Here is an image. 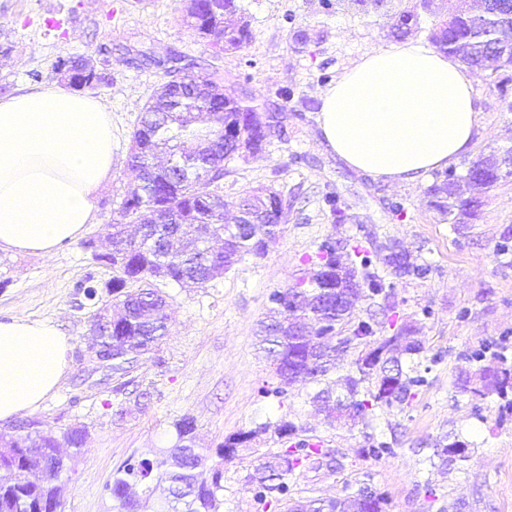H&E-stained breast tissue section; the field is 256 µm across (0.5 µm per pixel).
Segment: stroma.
Segmentation results:
<instances>
[{"instance_id":"1","label":"stroma","mask_w":512,"mask_h":512,"mask_svg":"<svg viewBox=\"0 0 512 512\" xmlns=\"http://www.w3.org/2000/svg\"><path fill=\"white\" fill-rule=\"evenodd\" d=\"M252 32L241 51H216L183 21V0H0V96L22 88L57 84V59L90 56L106 65L112 83L100 97L112 109V176L97 191V221L82 239L64 244L52 257L0 251V319H49L71 338L69 371L58 390L33 418L62 438L71 429L84 434L81 449L64 443L67 469L60 478L61 512H118L106 490L115 468L129 456L159 458L177 439L175 421L193 417L195 441L208 465H222L218 512H258L251 477L260 455L281 450L274 432L256 434L258 424L293 422L307 437L334 451L331 468L303 469L290 495L338 497L346 486L368 482L383 491L386 512H512V410L492 395L461 391L460 352L483 339L512 336V253L497 246L512 235V180L483 196L475 218L449 224L428 205L432 176L391 185L349 168L321 142L315 118L320 95L363 56L397 44L382 13L353 0L327 10L322 0H240ZM311 39L299 45L296 30ZM179 57L199 69L218 71L236 89L242 77L258 99L276 100L292 89L286 133L262 152L232 161L221 183L224 220L232 222L245 190L272 187L293 208L263 259L245 258L205 288L164 285L171 331L159 350L132 375L128 390L102 384L84 353L90 310L79 284L93 276L107 295L112 270L94 251H108L111 224L134 175L128 166L132 131L162 72L141 63ZM481 110L472 150L453 163L457 173L492 151L512 149V105L501 97L490 71L474 70ZM300 162H292V155ZM336 193L350 221L333 224L321 198ZM403 200L404 217L393 216L386 200ZM395 241L412 262L433 268L428 278L401 279L397 312L407 317L429 309L416 335L425 351L428 383L404 407H386L355 422L329 421L315 396L319 382L280 380L255 344V331L268 296L305 275V256L327 236ZM94 240L96 250L83 243ZM254 431L249 448L221 461L217 446L232 434ZM386 442L391 455L366 452ZM455 441L465 458L448 468L433 465L438 446Z\"/></svg>"}]
</instances>
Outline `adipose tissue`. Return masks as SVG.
Returning a JSON list of instances; mask_svg holds the SVG:
<instances>
[{"label":"adipose tissue","mask_w":512,"mask_h":512,"mask_svg":"<svg viewBox=\"0 0 512 512\" xmlns=\"http://www.w3.org/2000/svg\"><path fill=\"white\" fill-rule=\"evenodd\" d=\"M478 115L467 66L405 42L367 54L326 87L316 121L349 167L400 185L468 152ZM111 174L104 101L64 87L0 96V249L45 257L79 239ZM69 349L53 321L0 320V425L57 390Z\"/></svg>","instance_id":"1"}]
</instances>
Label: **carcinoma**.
<instances>
[{
	"label": "carcinoma",
	"instance_id": "1",
	"mask_svg": "<svg viewBox=\"0 0 512 512\" xmlns=\"http://www.w3.org/2000/svg\"><path fill=\"white\" fill-rule=\"evenodd\" d=\"M240 11L238 0H189L184 21L210 45L233 52L252 40L248 25L238 17ZM387 17L399 38L417 26V14L409 5ZM508 31H512V0H479L456 28L448 29L445 20L436 24L429 40L464 64L499 75L497 87L505 96L512 76L490 61ZM107 86L108 77L90 74L79 88L98 95ZM286 120L284 108L260 103L248 90L237 96L229 93L212 73L195 71L190 64L164 68L163 81L132 132L128 164L136 181L120 204L122 222L112 225V253L97 256L115 272L112 300L98 296L93 276L80 284L92 309V330L102 331L101 321L112 311V304L124 309L112 321V375L130 374L169 335V304L158 283L191 282L205 288L243 258L263 257L267 242L288 223L284 195L271 187H257L240 199L239 212L246 223L236 231L224 223V197L218 190L226 164L263 150L271 136L284 133ZM497 169L498 158L491 153L472 162L464 174L454 169L435 173L427 188L429 206L450 224L458 223L461 215H475L482 196L498 182ZM323 207L336 224L351 219L334 193L324 195ZM126 220L143 225L140 239L126 235ZM375 254L382 255L385 271L377 267ZM304 262L311 264L308 275L285 286L296 305L270 302L260 323V345L281 382L275 394H286L291 376L299 372L313 381H327L350 351L372 344L374 348L356 360V372L337 377L340 394L335 396L326 387L314 400L322 401L332 421L363 420L377 408L409 402L426 383L412 366L424 346L412 336V326L399 321L392 301V277L421 279L431 266L406 260L394 242L371 239L365 246L333 236L325 238ZM361 298L381 301L385 320L372 315L361 318L357 312ZM508 341L507 336L486 340L462 355L484 381V389H475L474 394L482 397L495 391L505 397L512 391ZM378 375L376 390L364 389L365 380ZM271 428L288 439V446L264 457L251 477L254 500L265 509L288 501L289 483L302 468L333 461L332 449L302 437L303 428L290 421L267 422L232 435L219 445L218 455L225 461L235 458L253 435ZM174 429L178 442L170 456L155 460L130 456L114 470L106 491L119 502L120 512H138L137 500L128 495L132 483L144 485L150 494L165 486L163 512H217L223 473L215 471L209 482L200 479L199 469L207 456L195 447L193 418H180ZM29 444L36 449L59 447L58 439L35 419L25 418L0 430V470L11 475L10 481L0 483V512H22L29 501L51 496L65 470L51 456L25 457L23 448ZM384 504L382 496L365 499L358 486L346 493L342 509L384 512ZM333 507L331 499L312 498L286 512H328Z\"/></svg>",
	"mask_w": 512,
	"mask_h": 512
}]
</instances>
